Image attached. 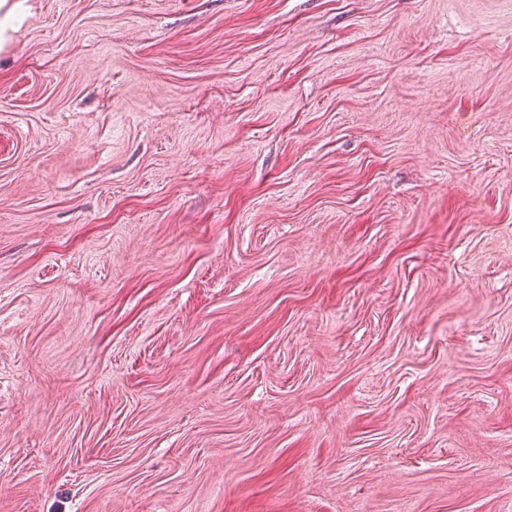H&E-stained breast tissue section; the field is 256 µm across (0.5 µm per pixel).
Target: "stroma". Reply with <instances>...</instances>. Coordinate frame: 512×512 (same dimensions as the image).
Segmentation results:
<instances>
[{"label": "stroma", "instance_id": "1", "mask_svg": "<svg viewBox=\"0 0 512 512\" xmlns=\"http://www.w3.org/2000/svg\"><path fill=\"white\" fill-rule=\"evenodd\" d=\"M28 3L0 512H512V0Z\"/></svg>", "mask_w": 512, "mask_h": 512}]
</instances>
